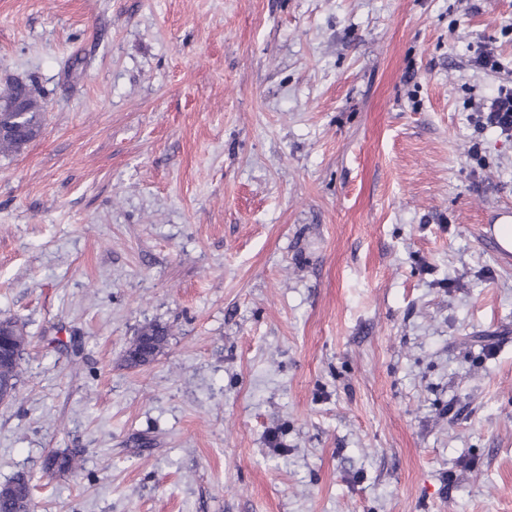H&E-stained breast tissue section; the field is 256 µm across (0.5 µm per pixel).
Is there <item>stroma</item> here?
<instances>
[{"label": "stroma", "instance_id": "1", "mask_svg": "<svg viewBox=\"0 0 512 512\" xmlns=\"http://www.w3.org/2000/svg\"><path fill=\"white\" fill-rule=\"evenodd\" d=\"M16 80L44 123L0 153L27 339L0 485L30 476L34 512H512V137L472 118L512 87V0H0ZM167 336L168 330L163 326L150 324L143 327L126 351L128 365L130 367L143 366L154 361L166 344ZM83 460L78 452H61L50 455L45 462V469L49 472H76L81 470Z\"/></svg>", "mask_w": 512, "mask_h": 512}]
</instances>
